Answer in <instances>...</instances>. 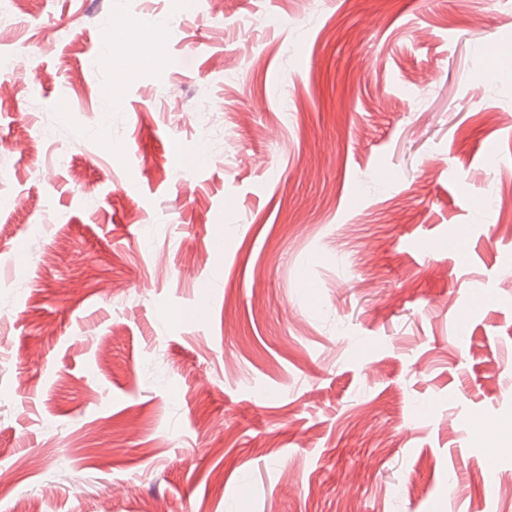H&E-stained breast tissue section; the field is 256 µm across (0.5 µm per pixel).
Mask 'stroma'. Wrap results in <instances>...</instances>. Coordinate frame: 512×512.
<instances>
[{"label":"stroma","instance_id":"1","mask_svg":"<svg viewBox=\"0 0 512 512\" xmlns=\"http://www.w3.org/2000/svg\"><path fill=\"white\" fill-rule=\"evenodd\" d=\"M493 44L512 0H0V512H512Z\"/></svg>","mask_w":512,"mask_h":512}]
</instances>
